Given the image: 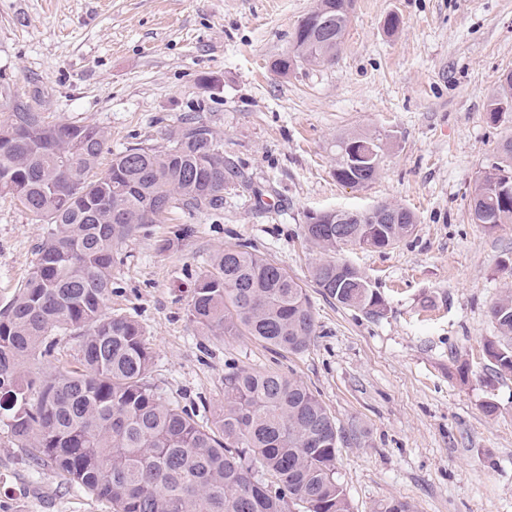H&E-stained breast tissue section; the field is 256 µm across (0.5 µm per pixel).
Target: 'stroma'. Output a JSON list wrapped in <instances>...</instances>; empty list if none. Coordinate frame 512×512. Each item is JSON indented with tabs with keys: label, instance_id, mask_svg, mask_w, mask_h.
Returning <instances> with one entry per match:
<instances>
[{
	"label": "stroma",
	"instance_id": "stroma-1",
	"mask_svg": "<svg viewBox=\"0 0 512 512\" xmlns=\"http://www.w3.org/2000/svg\"><path fill=\"white\" fill-rule=\"evenodd\" d=\"M316 0H0V96L49 121L102 127L99 170L116 152L161 148L187 116L224 139V208L167 221L127 239L105 311L135 318L153 348L163 397L213 415L234 367L306 384L335 417L338 471L352 512L390 500L414 512H512V376L485 344L492 305L512 287V224L474 223L485 171L512 140V112L491 118L499 76L512 71V0H354L334 58L289 75L286 54ZM400 24L389 29L387 20ZM380 136L379 173L363 187L333 175L336 141ZM399 204L416 215L387 249L348 247L383 306L343 307L311 283L319 251L303 236L310 211ZM43 225L0 198V308L37 257ZM243 245L305 283L315 336L280 355L249 336H207L189 310L212 256ZM0 512H112L33 473L0 425Z\"/></svg>",
	"mask_w": 512,
	"mask_h": 512
}]
</instances>
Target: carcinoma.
Instances as JSON below:
<instances>
[{
	"instance_id": "carcinoma-1",
	"label": "carcinoma",
	"mask_w": 512,
	"mask_h": 512,
	"mask_svg": "<svg viewBox=\"0 0 512 512\" xmlns=\"http://www.w3.org/2000/svg\"><path fill=\"white\" fill-rule=\"evenodd\" d=\"M350 16L346 0H317L291 49L274 62L282 75L332 59ZM0 124V197L46 224V239L12 303L0 311V417L13 444L29 449L34 472L51 467L70 486L108 501L112 512H351L339 477L336 420L302 381L235 367L224 377L214 419L167 402L152 378L155 352L132 317L104 313L112 294L114 249L165 213L224 209V143L189 118L159 150L127 148L96 173L106 143L96 125L50 123L40 112ZM512 110V73L499 77L490 112ZM380 138L336 141V180L372 182L373 166L349 163L346 149ZM481 177L476 218L512 223V194ZM386 224L367 211L339 221L332 210L303 224L324 258L312 268L320 292L344 307L380 313L381 300L354 266L330 253L344 246L385 249L412 231L415 216ZM498 336L486 354L512 375V293L490 310ZM191 320L208 336L246 334L278 353L300 354L314 337L302 284L274 261L241 246L216 253L196 277ZM77 341L73 361L51 371L56 337Z\"/></svg>"
}]
</instances>
